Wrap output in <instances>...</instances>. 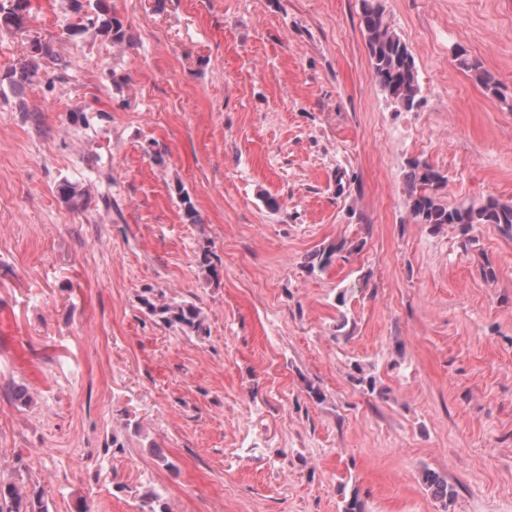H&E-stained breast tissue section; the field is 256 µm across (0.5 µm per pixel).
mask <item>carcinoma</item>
Returning a JSON list of instances; mask_svg holds the SVG:
<instances>
[{
    "label": "carcinoma",
    "instance_id": "carcinoma-1",
    "mask_svg": "<svg viewBox=\"0 0 512 512\" xmlns=\"http://www.w3.org/2000/svg\"><path fill=\"white\" fill-rule=\"evenodd\" d=\"M30 0H0V29L10 30L21 25L29 14ZM77 22L65 30L72 40L81 38L88 30L121 45L130 40L128 26L112 10L111 0H70ZM360 28L365 38L373 77L381 90L400 108L411 111L420 103V86L415 59L405 42L390 28L381 0H361ZM55 59L47 43L34 41L20 66L7 72L3 79L13 86L31 83L39 78V71ZM459 65L472 73L475 80L487 91L499 94V83L482 64L463 56ZM447 182L446 176L425 161L411 159L405 174L410 214L418 224H430L435 228L454 224L467 234L474 224H494L504 234L512 236V203H503L488 197L479 204L451 207L440 200L439 191ZM62 200L72 209L86 204L85 190L77 184L64 182L59 186ZM346 250V242L322 247L309 256L305 264L308 273L324 272ZM148 313L167 328H178L183 333L200 336L205 333L201 308L190 301H152L143 299ZM423 485L434 499L448 508L455 491L448 479L430 469L421 473ZM0 512H48L43 493H28L25 485L16 482H0Z\"/></svg>",
    "mask_w": 512,
    "mask_h": 512
}]
</instances>
